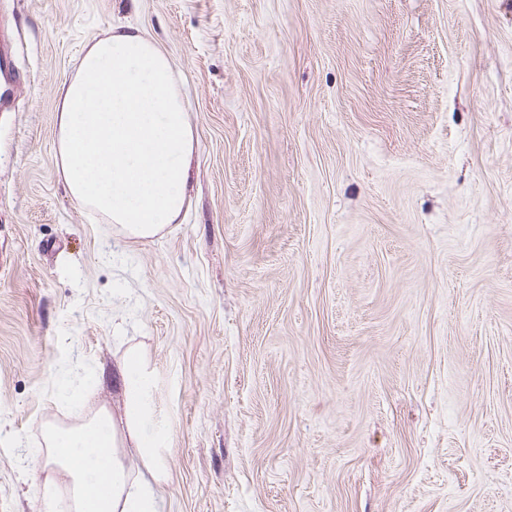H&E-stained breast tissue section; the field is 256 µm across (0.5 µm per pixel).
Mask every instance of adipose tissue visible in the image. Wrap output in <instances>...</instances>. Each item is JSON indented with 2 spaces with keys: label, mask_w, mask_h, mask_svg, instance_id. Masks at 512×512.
I'll list each match as a JSON object with an SVG mask.
<instances>
[{
  "label": "adipose tissue",
  "mask_w": 512,
  "mask_h": 512,
  "mask_svg": "<svg viewBox=\"0 0 512 512\" xmlns=\"http://www.w3.org/2000/svg\"><path fill=\"white\" fill-rule=\"evenodd\" d=\"M55 123L57 171L81 207L136 242L182 222L194 132L179 72L141 28L116 24L87 42L57 90ZM120 370L121 416L103 408L80 425L46 428L42 463L63 471L69 504L50 492L44 512H161L171 420L157 406V371L134 348Z\"/></svg>",
  "instance_id": "obj_1"
}]
</instances>
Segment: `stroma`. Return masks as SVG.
<instances>
[{
  "label": "stroma",
  "mask_w": 512,
  "mask_h": 512,
  "mask_svg": "<svg viewBox=\"0 0 512 512\" xmlns=\"http://www.w3.org/2000/svg\"><path fill=\"white\" fill-rule=\"evenodd\" d=\"M145 29L186 79L182 223L66 192L56 90ZM0 512L58 378L142 349L163 512H512V0H0Z\"/></svg>",
  "instance_id": "35a3bbf8"
}]
</instances>
